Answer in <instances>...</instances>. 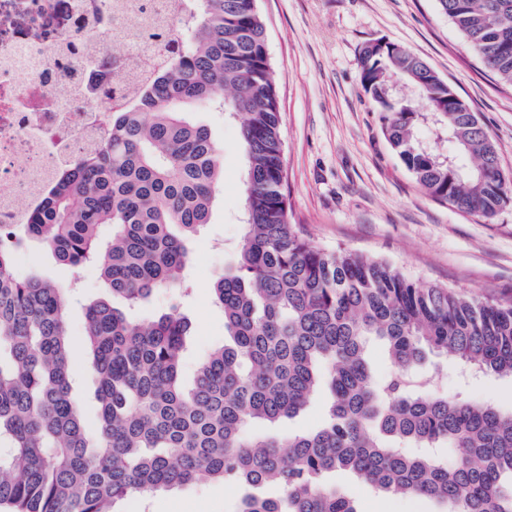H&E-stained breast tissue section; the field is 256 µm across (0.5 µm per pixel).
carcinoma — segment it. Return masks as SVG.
Segmentation results:
<instances>
[{
  "mask_svg": "<svg viewBox=\"0 0 512 512\" xmlns=\"http://www.w3.org/2000/svg\"><path fill=\"white\" fill-rule=\"evenodd\" d=\"M484 66L512 84V0H437ZM168 55L135 104L108 118L99 149L64 171L26 224H0V504L12 512H116L133 493L208 479L243 489L238 512H360L332 476L382 495L425 498L442 512H512V414L419 391L433 355L512 377V302L421 284L385 260L327 250L290 222L266 30L255 0H196L185 30L156 29ZM362 85L382 130L420 187L490 218L512 181L478 115L402 47L364 46ZM395 78L425 102L418 112ZM219 108L241 119L244 234L212 286L229 341L182 382L190 322L176 304L149 323L132 307L156 288L186 296L188 240L208 223L222 177L211 130ZM430 122L456 155L420 138ZM112 227L103 239L100 229ZM36 241L78 284L96 267L110 297L85 308L84 341L99 405L89 427L72 397L71 339L52 282L14 273ZM396 368L377 379L370 345ZM328 396L319 426L249 436ZM423 449L409 453L408 446ZM448 447V462L433 449Z\"/></svg>",
  "mask_w": 512,
  "mask_h": 512,
  "instance_id": "obj_1",
  "label": "carcinoma"
}]
</instances>
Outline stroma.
<instances>
[{"label": "stroma", "mask_w": 512, "mask_h": 512, "mask_svg": "<svg viewBox=\"0 0 512 512\" xmlns=\"http://www.w3.org/2000/svg\"><path fill=\"white\" fill-rule=\"evenodd\" d=\"M275 74L284 142L290 220L324 248H344L391 263L409 277L498 301L512 300V201L493 217L458 211L428 196L387 143L361 83L360 53L370 42L404 46L422 58L476 112L493 139L500 166L512 174V85L487 71L437 0H256ZM220 146L224 171L209 224L190 241L186 272L194 290L183 311L192 334L182 361L184 382L224 342V315L211 285L236 256L243 234V155L239 124L220 112H198ZM17 273L68 284L69 269L38 244L18 251ZM95 267L68 295L74 398L96 417L94 380L84 361L85 306L106 297ZM438 389L512 412V379L463 372L455 361L423 365ZM336 483L361 512H436L422 498L373 494L352 475ZM241 491L196 483L152 497L131 495L119 512H237Z\"/></svg>", "instance_id": "stroma-1"}]
</instances>
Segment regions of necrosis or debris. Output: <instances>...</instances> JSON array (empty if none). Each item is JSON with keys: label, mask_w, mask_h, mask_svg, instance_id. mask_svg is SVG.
Returning a JSON list of instances; mask_svg holds the SVG:
<instances>
[{"label": "necrosis or debris", "mask_w": 512, "mask_h": 512, "mask_svg": "<svg viewBox=\"0 0 512 512\" xmlns=\"http://www.w3.org/2000/svg\"><path fill=\"white\" fill-rule=\"evenodd\" d=\"M194 0H0V224H25L57 174L103 138L108 115L76 112L96 98L93 71L120 57L139 73L166 55L141 33L144 14L167 23Z\"/></svg>", "instance_id": "1"}]
</instances>
